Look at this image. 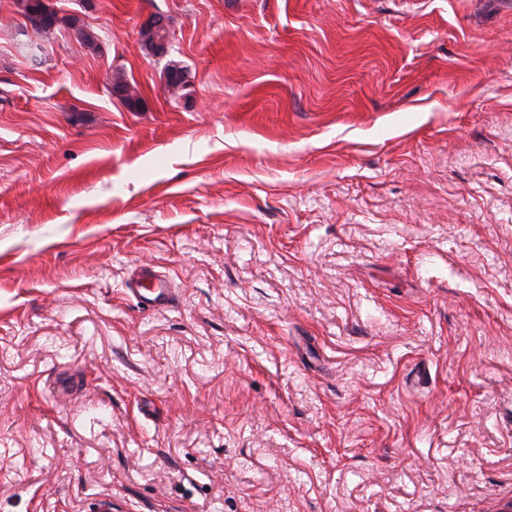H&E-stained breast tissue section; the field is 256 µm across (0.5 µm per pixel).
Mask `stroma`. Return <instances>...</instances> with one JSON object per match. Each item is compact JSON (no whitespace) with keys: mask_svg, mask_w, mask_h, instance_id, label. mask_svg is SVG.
Wrapping results in <instances>:
<instances>
[{"mask_svg":"<svg viewBox=\"0 0 512 512\" xmlns=\"http://www.w3.org/2000/svg\"><path fill=\"white\" fill-rule=\"evenodd\" d=\"M50 3L0 0V512H507L512 0ZM134 295L138 294L148 309L157 310L166 307L172 301L171 289L168 281L162 276L145 272L136 281ZM146 293H142V291Z\"/></svg>","mask_w":512,"mask_h":512,"instance_id":"35a3bbf8","label":"stroma"}]
</instances>
